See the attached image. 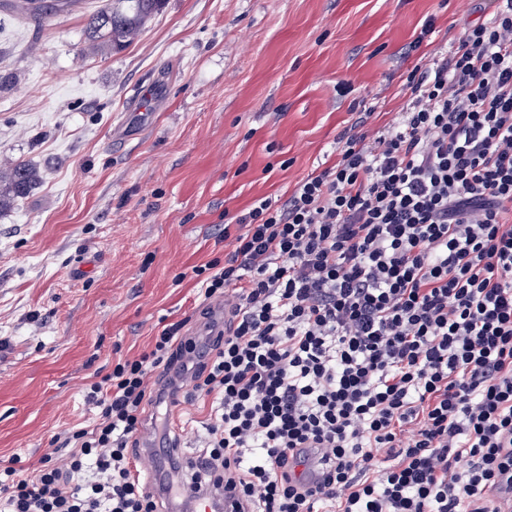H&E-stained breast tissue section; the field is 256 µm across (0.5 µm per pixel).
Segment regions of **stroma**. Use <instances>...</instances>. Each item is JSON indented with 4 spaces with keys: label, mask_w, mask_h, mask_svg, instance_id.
<instances>
[{
    "label": "stroma",
    "mask_w": 512,
    "mask_h": 512,
    "mask_svg": "<svg viewBox=\"0 0 512 512\" xmlns=\"http://www.w3.org/2000/svg\"><path fill=\"white\" fill-rule=\"evenodd\" d=\"M488 5L166 0L128 48L91 56L103 0L38 21L0 0V163L39 173L0 209V460L38 468L52 436L91 421V374L147 350L164 322L209 335L190 271L232 251L225 220L260 196L284 203L359 117L397 126L408 72L449 54ZM142 85L154 102L141 113ZM177 412L197 457L210 405Z\"/></svg>",
    "instance_id": "1"
}]
</instances>
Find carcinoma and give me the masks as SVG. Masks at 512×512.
Instances as JSON below:
<instances>
[{
  "mask_svg": "<svg viewBox=\"0 0 512 512\" xmlns=\"http://www.w3.org/2000/svg\"><path fill=\"white\" fill-rule=\"evenodd\" d=\"M164 0H114L90 16L88 29L92 34L91 49L107 46L121 51L130 45L151 18L161 9ZM72 0H14L16 12L28 18L60 12ZM38 181L36 169L19 162L8 172L0 171V209L16 198L26 196Z\"/></svg>",
  "mask_w": 512,
  "mask_h": 512,
  "instance_id": "obj_1",
  "label": "carcinoma"
}]
</instances>
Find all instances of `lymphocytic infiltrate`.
<instances>
[{"label": "lymphocytic infiltrate", "instance_id": "f902f5d3", "mask_svg": "<svg viewBox=\"0 0 512 512\" xmlns=\"http://www.w3.org/2000/svg\"><path fill=\"white\" fill-rule=\"evenodd\" d=\"M406 76L401 123L345 131L334 165L224 226L193 267L229 305L205 355L185 320L85 388L92 428L32 475L0 465V512H158L136 460L146 406L191 371L206 445L182 505L233 485L249 512H501L512 482V0ZM466 469H459V462ZM321 479L310 482L306 468Z\"/></svg>", "mask_w": 512, "mask_h": 512}]
</instances>
